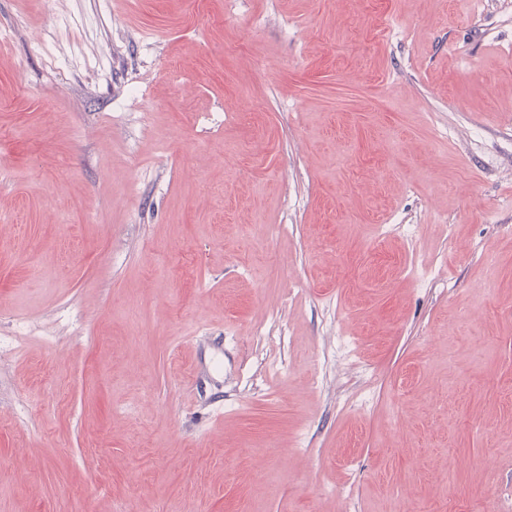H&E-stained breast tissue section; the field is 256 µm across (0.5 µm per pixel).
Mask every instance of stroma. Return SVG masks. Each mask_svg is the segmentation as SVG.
Instances as JSON below:
<instances>
[{
    "instance_id": "stroma-1",
    "label": "stroma",
    "mask_w": 512,
    "mask_h": 512,
    "mask_svg": "<svg viewBox=\"0 0 512 512\" xmlns=\"http://www.w3.org/2000/svg\"><path fill=\"white\" fill-rule=\"evenodd\" d=\"M0 29V512H512V0Z\"/></svg>"
}]
</instances>
